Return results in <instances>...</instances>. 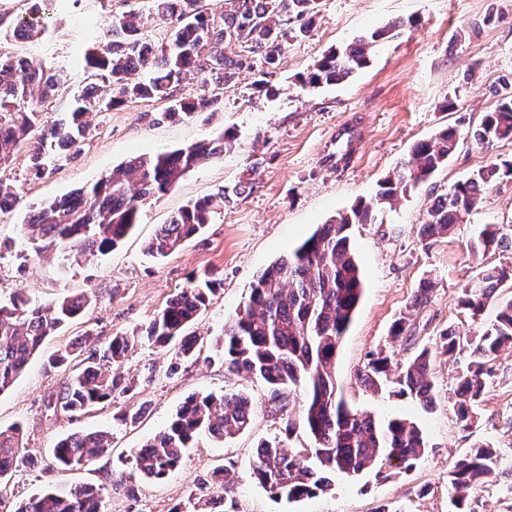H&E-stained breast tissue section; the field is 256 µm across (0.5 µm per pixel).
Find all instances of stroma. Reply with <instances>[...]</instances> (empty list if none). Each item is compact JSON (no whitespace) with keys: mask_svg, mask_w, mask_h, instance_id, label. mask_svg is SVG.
Wrapping results in <instances>:
<instances>
[{"mask_svg":"<svg viewBox=\"0 0 512 512\" xmlns=\"http://www.w3.org/2000/svg\"><path fill=\"white\" fill-rule=\"evenodd\" d=\"M121 7V0L108 9L99 0H51L47 29L29 47L33 66H64L73 91L84 90V55L106 29L109 9ZM394 19H415L419 26L380 43L369 65L349 79L302 88L300 75L323 52ZM254 81L253 73L242 72L225 86L217 107L190 121L160 119L153 102L92 113L80 154L50 158L40 179H29L27 154L18 152L9 177L19 195L12 209L0 212V301L20 289L39 304L85 294L92 305L83 318L48 337L13 388L0 394V428L22 424L25 452L35 462L0 482V512H15L19 502L46 488L79 483L103 487L106 512H198L214 494L208 480L218 468L230 471L222 495L231 512H380L399 505L408 512H450L448 471L479 442L499 450L503 472L469 490V506L472 512H512V348L490 361L484 400L470 426L456 420L448 402L466 355L434 354L437 394L430 409L396 396L392 386L373 392L360 382L370 352L384 350L392 363H402L415 348L434 349L448 326L480 330L458 299L482 264L501 259L497 252L471 254L480 230L493 224L512 238V180L490 186L450 234L426 242L420 228L439 194L491 163L512 159V140L488 146L471 136L484 114L512 95V0H319L311 33L287 45L273 79L275 94L257 92ZM448 101L454 107L447 111ZM449 125L460 139L447 164L394 204L376 201L380 182L398 172L412 147ZM223 131L233 135L223 155L188 172L162 198L144 200L139 224L110 253L39 255L21 234V224L42 203L88 186L133 154L174 150ZM242 182L246 191L218 206L202 234L163 259L145 254L156 229L183 207ZM361 199L371 202L373 216L372 223L351 229L364 293L336 355V387L355 410L380 420L411 419L428 448L411 469L340 474L330 494L276 499L255 481L251 465L259 441L285 438V421L272 413L262 382L225 369L224 323L260 271ZM208 272L218 273L223 284L189 328L202 346L197 361L171 376L168 354L138 346L119 370L133 388L112 405L75 417L48 407L67 377L65 370L46 367L51 354L76 340L95 348L141 328L190 275ZM425 279L432 284L431 301L422 312L408 314ZM405 314L417 326L411 347L389 335ZM227 392L251 398L249 427L222 441L200 437L164 480H144L133 449L162 430L188 395ZM139 406L140 421H115L119 409ZM96 430L112 436L107 453L79 470L54 465L51 452L60 439Z\"/></svg>","mask_w":512,"mask_h":512,"instance_id":"obj_1","label":"stroma"}]
</instances>
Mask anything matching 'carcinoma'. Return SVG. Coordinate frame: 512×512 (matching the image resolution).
Here are the masks:
<instances>
[{
    "label": "carcinoma",
    "mask_w": 512,
    "mask_h": 512,
    "mask_svg": "<svg viewBox=\"0 0 512 512\" xmlns=\"http://www.w3.org/2000/svg\"><path fill=\"white\" fill-rule=\"evenodd\" d=\"M171 27L163 39L153 40L143 31L134 10L110 14L103 41L87 51L83 69L100 82V92L69 96V77L62 67L33 69L26 46L41 35L46 19L21 17L13 26L16 45L0 51V207L17 199L14 185L1 173L15 160L20 144L35 129L36 114L56 107L67 118L56 123L33 144L27 173L42 178L44 141L60 158L72 159L87 129L85 117L106 112L124 102H162L164 119L190 120L221 101L224 86L241 71L259 75L257 89L275 93L276 75L288 42L307 36L312 29L317 0H225L226 9L211 11L202 0H152ZM415 28L414 20H393L385 26L331 48L300 76L302 87L340 83L366 67L373 49L388 35ZM212 85L208 95L181 93L192 76ZM481 144L512 139V96L486 113L473 133ZM460 139L447 127L434 137L416 143L394 177L381 185L380 201L406 195L410 188L448 162ZM231 136L223 132L171 152L136 154L95 183L70 195L46 202L28 216L24 233L40 242L36 250L74 255L112 251L139 224L144 199L166 194L189 171L220 157ZM512 179V160L493 163L474 177L456 183L428 208L422 235L426 240L450 232L464 215L476 208L487 186ZM137 180L139 190L131 189ZM230 200L222 188L187 205L156 231L145 252L164 258L211 223L214 203ZM371 207L355 202L335 218L320 225L292 253L256 276L250 293L235 315L224 323L222 343L225 367L262 380L277 401L274 409L286 416L285 437L303 431L310 445L285 452L282 441L264 440L256 450L252 473L272 496L298 500L324 495L334 489L338 474L358 475L378 464L408 469L423 457L427 442L421 430L403 418L378 422L358 412L338 396L335 381L336 353L363 292V276L351 245L355 224L371 223ZM498 251L504 259L481 268L459 305L472 320L481 319L490 302L497 312L491 323L472 337L454 327L442 331L443 354L470 353V362L457 376L448 402L457 419L467 425L476 418L486 389L487 363L504 347L512 346V299L495 294L512 281V240L498 231L484 230L471 246L473 252ZM220 282L212 274L191 277L150 321L128 335L114 336L103 345L84 350L82 343L56 351L50 366L71 367L54 408L76 415L131 390L122 376L112 373L127 353L138 345L156 348L174 345L168 370L178 374L182 363L195 357L198 340L183 331L205 310ZM430 284L422 283L410 303L419 311L430 301ZM91 300L63 297L33 304L16 293L0 303V394L11 390L42 342L69 320L81 316ZM391 337L410 341L416 326L406 317L396 319ZM432 352L423 348L399 367L389 379L390 357L380 350L372 354L361 383L377 391L391 380L398 394L425 406L434 404ZM300 388L305 405L300 420L290 417L287 391ZM250 402L242 393L190 395L168 425L133 450L136 467L147 478L159 480L176 469L196 437L228 438L243 431L250 421ZM22 426L0 429V481L20 466L33 461L21 454ZM109 448L105 431L76 433L60 440L53 449L55 462L64 468L85 467ZM497 450L478 445L448 471L453 512H470L465 490L479 486L499 470ZM104 495L91 484H76L65 491L50 489L28 499L17 512H105Z\"/></svg>",
    "instance_id": "1"
}]
</instances>
